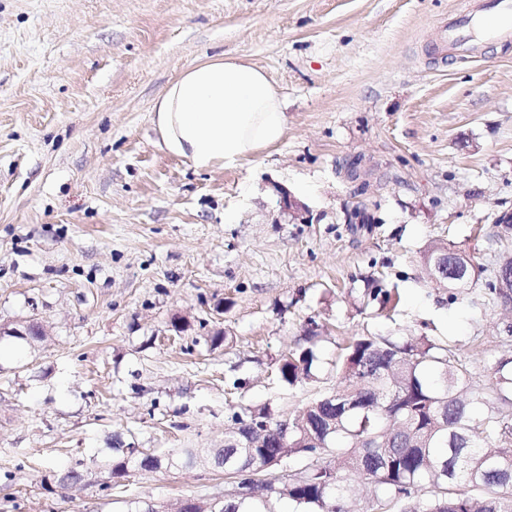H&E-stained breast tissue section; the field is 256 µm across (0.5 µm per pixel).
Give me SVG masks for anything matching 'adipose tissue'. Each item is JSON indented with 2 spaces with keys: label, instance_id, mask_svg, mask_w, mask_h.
<instances>
[{
  "label": "adipose tissue",
  "instance_id": "1",
  "mask_svg": "<svg viewBox=\"0 0 512 512\" xmlns=\"http://www.w3.org/2000/svg\"><path fill=\"white\" fill-rule=\"evenodd\" d=\"M153 113L166 151L199 171L241 166L286 128L285 101L266 74L222 57L186 69Z\"/></svg>",
  "mask_w": 512,
  "mask_h": 512
}]
</instances>
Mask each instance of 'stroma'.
I'll return each mask as SVG.
<instances>
[{
    "label": "stroma",
    "instance_id": "obj_1",
    "mask_svg": "<svg viewBox=\"0 0 512 512\" xmlns=\"http://www.w3.org/2000/svg\"><path fill=\"white\" fill-rule=\"evenodd\" d=\"M480 2L0 0V323L49 331L0 341V512L223 497L210 467L114 479L98 462L116 436L218 448L240 408L296 414L335 389L351 336L442 340L478 378L512 350V312L477 285L450 297L422 263L442 240L492 268L512 211V42L440 41ZM217 55L267 75L287 129L198 172L163 149L152 105ZM358 208L373 224L349 223ZM309 345L317 380L281 385L282 356ZM79 461L88 486L44 489ZM479 17L475 13L459 15L441 27V40L446 48L454 53L465 54L472 52L479 43L474 42L473 33L475 21ZM10 324H1L0 323V339L4 337L15 338L18 340L26 341L30 345H34L35 343L42 342L46 339L48 333L45 324L39 319L34 318L33 320L28 321L27 323H23L21 326L10 327ZM37 328L40 336H33L34 334L31 331L29 336H26L25 331L29 330L30 327Z\"/></svg>",
    "mask_w": 512,
    "mask_h": 512
}]
</instances>
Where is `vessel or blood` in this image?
Instances as JSON below:
<instances>
[{
    "label": "vessel or blood",
    "instance_id": "obj_1",
    "mask_svg": "<svg viewBox=\"0 0 512 512\" xmlns=\"http://www.w3.org/2000/svg\"><path fill=\"white\" fill-rule=\"evenodd\" d=\"M485 9L493 14L494 20L481 27V35L473 33L476 14H463L442 26L443 45L452 52L465 54L473 51L480 40L487 43L512 40V0H486Z\"/></svg>",
    "mask_w": 512,
    "mask_h": 512
}]
</instances>
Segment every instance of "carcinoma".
<instances>
[{"instance_id": "carcinoma-1", "label": "carcinoma", "mask_w": 512, "mask_h": 512, "mask_svg": "<svg viewBox=\"0 0 512 512\" xmlns=\"http://www.w3.org/2000/svg\"><path fill=\"white\" fill-rule=\"evenodd\" d=\"M452 250L443 241L423 254ZM483 287L489 301L512 302V285L494 275ZM313 347L279 361L282 382L313 379ZM340 383L296 415L277 416L267 405L230 417L222 448H183L156 455L115 437L107 469L133 472L205 465L237 481L255 483L256 494L211 502L187 497L176 512H277L286 498L291 512H512V357L496 360L475 380L456 349L428 336L398 343L357 336L336 360ZM288 420V443L249 441L250 423ZM288 482L279 487L260 475L286 460ZM82 464L54 474L58 486L86 482Z\"/></svg>"}]
</instances>
